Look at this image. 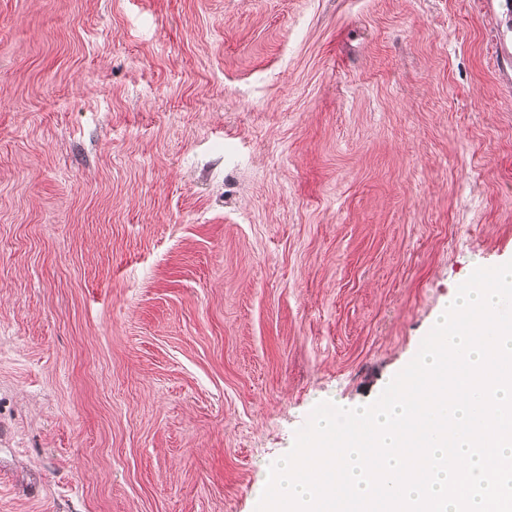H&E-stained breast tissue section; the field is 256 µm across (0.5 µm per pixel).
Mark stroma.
Instances as JSON below:
<instances>
[{"label":"stroma","mask_w":512,"mask_h":512,"mask_svg":"<svg viewBox=\"0 0 512 512\" xmlns=\"http://www.w3.org/2000/svg\"><path fill=\"white\" fill-rule=\"evenodd\" d=\"M510 259L507 0H0V512H252Z\"/></svg>","instance_id":"1"}]
</instances>
